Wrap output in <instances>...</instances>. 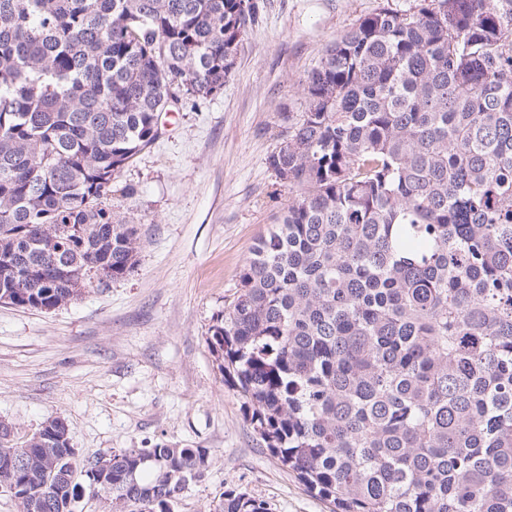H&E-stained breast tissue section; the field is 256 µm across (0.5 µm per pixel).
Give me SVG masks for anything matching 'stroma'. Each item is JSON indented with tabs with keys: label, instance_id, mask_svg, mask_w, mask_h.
<instances>
[{
	"label": "stroma",
	"instance_id": "35a3bbf8",
	"mask_svg": "<svg viewBox=\"0 0 512 512\" xmlns=\"http://www.w3.org/2000/svg\"><path fill=\"white\" fill-rule=\"evenodd\" d=\"M222 94L167 119L114 181V211L140 228L133 270L50 312L0 303V422L19 439L66 422L78 456L166 443L209 451L174 512H210L224 492L270 512H330L281 467L246 419L206 343L250 248L291 191L268 157L281 115L337 36L382 5L413 0H259Z\"/></svg>",
	"mask_w": 512,
	"mask_h": 512
}]
</instances>
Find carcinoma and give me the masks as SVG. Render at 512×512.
<instances>
[{
	"label": "carcinoma",
	"instance_id": "obj_1",
	"mask_svg": "<svg viewBox=\"0 0 512 512\" xmlns=\"http://www.w3.org/2000/svg\"><path fill=\"white\" fill-rule=\"evenodd\" d=\"M259 0H0V303L51 311L130 272L112 182L162 116L224 91ZM268 158L295 191L208 329L284 468L332 512H512V0L364 17ZM0 427L18 512H173L206 448L79 458ZM24 455L17 468L11 458ZM84 478L80 483L78 478ZM214 512H269L234 490ZM83 486L85 490L75 504L74 510L76 512H108L109 500L106 498H109V496L103 492L96 493V490L89 489L86 484Z\"/></svg>",
	"mask_w": 512,
	"mask_h": 512
}]
</instances>
